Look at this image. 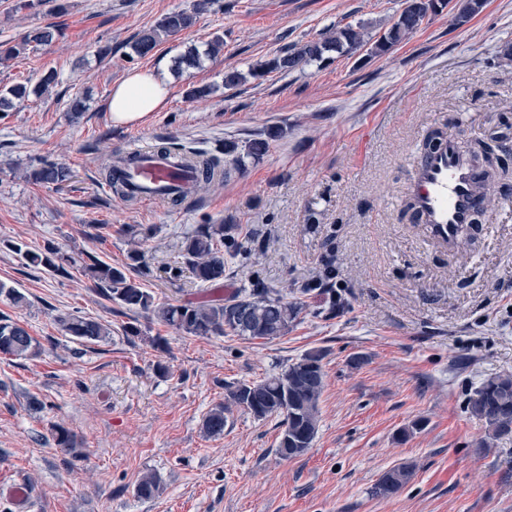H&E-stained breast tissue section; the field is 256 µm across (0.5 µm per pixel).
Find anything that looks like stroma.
<instances>
[{
  "label": "stroma",
  "instance_id": "obj_1",
  "mask_svg": "<svg viewBox=\"0 0 512 512\" xmlns=\"http://www.w3.org/2000/svg\"><path fill=\"white\" fill-rule=\"evenodd\" d=\"M195 0H68L18 9L0 0V41L49 25L53 40L0 63V86L57 79L23 107L0 112V319L41 344L36 358L0 355V479L24 485L28 512H512V435L489 437L466 408L484 380L512 374V179L463 244L448 250L415 221L403 195L430 135L473 145L512 135V0H486L456 24L431 16L389 53L314 63L225 87L228 71L280 55L336 27L381 34L405 0H211L195 26L147 56L131 45L166 13ZM224 40L214 57L204 51ZM111 47L100 57L102 47ZM198 64L179 68L189 47ZM134 69L157 71L163 107L112 121V89ZM194 88L207 89L202 98ZM86 110L73 118V98ZM169 138L219 153L266 140L224 185L184 203L127 205L101 168L130 140ZM68 183L32 180L43 162ZM201 224H229L222 282L201 284L181 242ZM58 249L64 273L30 266L19 245ZM139 248L133 270L156 301L228 298L261 281L301 308L273 340L201 338L100 295L82 263L112 264ZM332 266L340 301L306 284ZM108 325L101 341L68 336L58 316ZM319 349L325 387L305 453H276L282 418L233 408L223 435L204 434L228 387L280 372ZM61 426L75 449L59 448ZM409 462L410 482L388 497L381 475ZM148 472L164 490L134 493Z\"/></svg>",
  "mask_w": 512,
  "mask_h": 512
}]
</instances>
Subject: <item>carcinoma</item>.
Instances as JSON below:
<instances>
[{
  "mask_svg": "<svg viewBox=\"0 0 512 512\" xmlns=\"http://www.w3.org/2000/svg\"><path fill=\"white\" fill-rule=\"evenodd\" d=\"M208 0H197L193 10L171 11L152 29L142 32L132 46L133 52L144 57L158 45L160 37H173L192 28L198 13ZM485 0H456L454 19L463 24L482 11ZM432 0H405V7L392 24L378 37L369 35L363 25L338 27L330 35L316 41L297 44L281 55L257 63L248 70V75L237 71L224 75V86L234 87L246 77L262 79L274 71H291L303 68L311 62L325 59V55L349 56L367 44H372L371 54L384 55L406 41L427 18ZM53 39L51 27L35 30L21 42H0V61L18 57L32 43L41 44ZM56 81L53 72L41 77L34 87L15 84L0 89V112H8L27 100L30 95L39 96ZM264 141H254L246 149L239 150L234 141L224 143V156L240 164L243 158L256 157L266 150ZM161 153L180 151L191 156L197 166V187L224 183L230 169L220 157L206 151L187 148L171 140L163 139L155 144ZM35 181L63 185L71 177V170L60 163L45 162L32 170ZM231 227L222 224H202L186 236L181 245L182 256L195 279L201 283H217L224 280V234ZM27 262L50 272L63 273L65 268L56 262L57 251L52 246L42 250H25ZM144 255L136 248L128 252V262L112 265L94 257L84 263L86 275L104 297L129 310H141L151 314L157 321L172 326L195 337L222 336L230 330L239 336L251 339H274L288 330V323L296 319L299 307L285 301L270 288L258 285L245 294H235L225 301L203 302L198 305H174L157 303L154 297L131 276V269L142 263ZM67 335L79 341H101L110 335V329L102 323L79 315L57 317ZM0 353L4 355L32 358L41 353L38 341L19 325L0 319ZM323 353L319 350L303 354L295 362L276 374L258 382L240 383L227 389L225 402L211 409L203 420V430L209 436L224 433L226 413L233 406L242 407L256 417L283 416L278 455L290 459L312 447L319 427V403L324 389ZM467 408L475 418L483 421L488 435L499 437L512 434V375L491 377L481 383L468 398ZM413 476V466L400 463L387 470L381 477L377 489L389 495L402 489ZM162 492L160 478L154 473L144 474L135 485V494L143 500H151Z\"/></svg>",
  "mask_w": 512,
  "mask_h": 512,
  "instance_id": "1",
  "label": "carcinoma"
}]
</instances>
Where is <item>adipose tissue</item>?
<instances>
[{"label":"adipose tissue","instance_id":"obj_1","mask_svg":"<svg viewBox=\"0 0 512 512\" xmlns=\"http://www.w3.org/2000/svg\"><path fill=\"white\" fill-rule=\"evenodd\" d=\"M165 97V83L156 73L130 72L112 92V120L117 124L139 121L162 107Z\"/></svg>","mask_w":512,"mask_h":512}]
</instances>
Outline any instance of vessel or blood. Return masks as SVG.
Returning a JSON list of instances; mask_svg holds the SVG:
<instances>
[{
    "label": "vessel or blood",
    "mask_w": 512,
    "mask_h": 512,
    "mask_svg": "<svg viewBox=\"0 0 512 512\" xmlns=\"http://www.w3.org/2000/svg\"><path fill=\"white\" fill-rule=\"evenodd\" d=\"M126 172L130 188L141 202H156L190 194L195 170L182 155H160L133 140L127 152ZM484 170L453 137L437 148L417 154L411 162L405 201L418 223L431 234L457 248L471 227L476 212L485 209L479 186Z\"/></svg>",
    "instance_id": "obj_1"
}]
</instances>
